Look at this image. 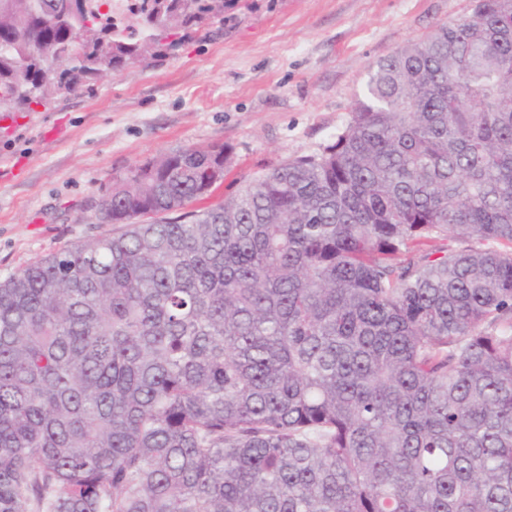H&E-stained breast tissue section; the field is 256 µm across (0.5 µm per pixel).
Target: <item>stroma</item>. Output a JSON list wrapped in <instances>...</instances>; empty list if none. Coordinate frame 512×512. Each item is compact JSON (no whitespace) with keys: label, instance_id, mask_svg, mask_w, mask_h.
I'll use <instances>...</instances> for the list:
<instances>
[{"label":"stroma","instance_id":"35a3bbf8","mask_svg":"<svg viewBox=\"0 0 512 512\" xmlns=\"http://www.w3.org/2000/svg\"><path fill=\"white\" fill-rule=\"evenodd\" d=\"M470 0H253L174 56L0 118V281L111 233L97 203L115 176L184 147L233 162L200 207L318 152L348 123L370 65L469 13Z\"/></svg>","mask_w":512,"mask_h":512}]
</instances>
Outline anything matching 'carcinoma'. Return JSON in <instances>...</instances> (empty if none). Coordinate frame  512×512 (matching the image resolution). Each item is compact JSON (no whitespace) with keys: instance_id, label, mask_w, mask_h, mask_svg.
Masks as SVG:
<instances>
[{"instance_id":"1","label":"carcinoma","mask_w":512,"mask_h":512,"mask_svg":"<svg viewBox=\"0 0 512 512\" xmlns=\"http://www.w3.org/2000/svg\"><path fill=\"white\" fill-rule=\"evenodd\" d=\"M65 2L0 0V112L230 7L133 0L136 38ZM231 160L135 164L99 204L118 231L0 281V512H512V0L374 62L333 143L186 210Z\"/></svg>"}]
</instances>
